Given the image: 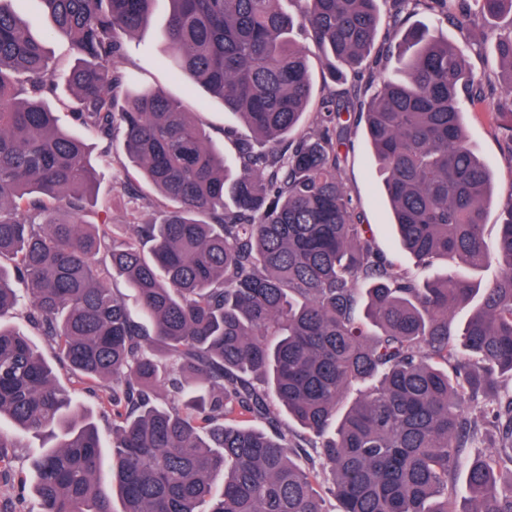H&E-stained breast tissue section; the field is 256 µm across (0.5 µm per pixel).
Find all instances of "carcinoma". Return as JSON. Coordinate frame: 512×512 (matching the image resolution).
Instances as JSON below:
<instances>
[{"label": "carcinoma", "mask_w": 512, "mask_h": 512, "mask_svg": "<svg viewBox=\"0 0 512 512\" xmlns=\"http://www.w3.org/2000/svg\"><path fill=\"white\" fill-rule=\"evenodd\" d=\"M12 2L0 0V418L45 443L30 463L37 512H328L322 479L335 512H512V400L498 394L512 378V185L491 244L492 178L464 124L465 103L489 104L512 159V22L497 24L512 0H457V27L480 21L495 45L491 103L471 43L421 25L388 48L397 71L361 98L378 0H294L296 15L282 0H170L169 65L246 129L235 174L196 113L115 66L154 0H40V36ZM447 5L396 0L393 22ZM299 24L332 80L353 74L352 101L324 96L310 131ZM57 33L71 66L48 53ZM61 87L78 134L48 103ZM357 105L402 247L473 271L494 257L497 278L421 282L378 252L341 178L342 115ZM92 139L120 140L165 201L161 223L124 238L86 231ZM22 311L82 389L112 383L108 455L75 391L11 325ZM466 404L493 418L492 453L466 456L484 437ZM292 423L307 432L306 466L290 452Z\"/></svg>", "instance_id": "carcinoma-1"}]
</instances>
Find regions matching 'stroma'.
Returning a JSON list of instances; mask_svg holds the SVG:
<instances>
[{
    "instance_id": "obj_1",
    "label": "stroma",
    "mask_w": 512,
    "mask_h": 512,
    "mask_svg": "<svg viewBox=\"0 0 512 512\" xmlns=\"http://www.w3.org/2000/svg\"><path fill=\"white\" fill-rule=\"evenodd\" d=\"M383 21L378 28L374 48L383 50L398 42L409 26L423 24L434 29L449 42H460L461 38L480 44V51L471 53L468 62L473 70L495 75L498 63L492 54V44L486 36L483 25L472 27L468 35H461L453 19L446 16L417 12L404 15L400 24H392L389 16L393 11V0H379ZM169 12V0H155L151 26L126 43L127 56L118 60V68L135 73L146 84L164 94L183 100L189 111L195 112L210 139L222 147L225 155L234 156V143L225 137L228 129H239L238 120L225 112L223 104L209 97L203 88L193 86L187 79L173 76L166 57V43L162 28ZM312 75L313 93L306 116V127H313L315 114L320 109L321 99L327 93H336L345 98L347 85L332 82L324 65L323 56L317 48H310L307 57ZM468 139L487 165L494 185V200L485 215V233L495 237L500 219V209L508 190L512 189V160L502 149L501 132L487 112L470 109L465 116ZM103 143H93L90 158L98 171V182L93 203L86 214L90 224H109L115 231H123L130 220L141 224H155L162 219V206L156 205V190L141 180L120 152H113L111 158H104ZM343 180L355 205L363 215L377 248L387 258L399 260L419 280L436 277L447 268L438 261L430 266L418 265L416 259L404 252L393 234L390 209L381 192L382 176L376 164L372 149L361 133L360 127H353L350 135ZM138 184L141 192L151 198V206L131 210L127 203L125 189L128 184ZM8 435L14 446L8 449L10 467L0 473V512H32L34 500L31 494L22 492L14 478L16 472L25 470L37 456L43 443L30 434L9 430Z\"/></svg>"
}]
</instances>
